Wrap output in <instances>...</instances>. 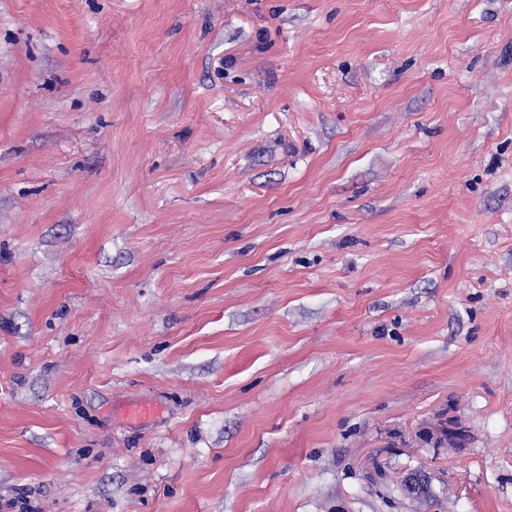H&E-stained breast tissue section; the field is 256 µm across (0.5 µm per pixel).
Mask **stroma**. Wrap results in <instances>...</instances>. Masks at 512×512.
<instances>
[{"label": "stroma", "mask_w": 512, "mask_h": 512, "mask_svg": "<svg viewBox=\"0 0 512 512\" xmlns=\"http://www.w3.org/2000/svg\"><path fill=\"white\" fill-rule=\"evenodd\" d=\"M21 496L512 512V0H0Z\"/></svg>", "instance_id": "1"}]
</instances>
